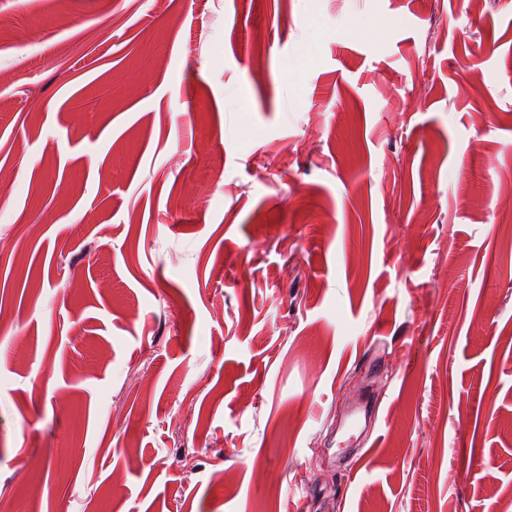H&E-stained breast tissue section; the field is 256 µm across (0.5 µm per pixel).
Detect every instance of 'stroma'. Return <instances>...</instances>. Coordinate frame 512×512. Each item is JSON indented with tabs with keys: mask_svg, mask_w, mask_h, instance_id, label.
<instances>
[{
	"mask_svg": "<svg viewBox=\"0 0 512 512\" xmlns=\"http://www.w3.org/2000/svg\"><path fill=\"white\" fill-rule=\"evenodd\" d=\"M0 307V512H512V0H0Z\"/></svg>",
	"mask_w": 512,
	"mask_h": 512,
	"instance_id": "obj_1",
	"label": "stroma"
}]
</instances>
